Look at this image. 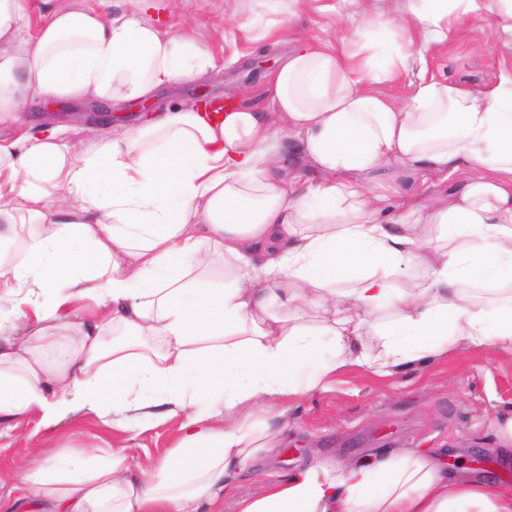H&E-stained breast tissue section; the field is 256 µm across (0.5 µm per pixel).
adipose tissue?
Returning <instances> with one entry per match:
<instances>
[{"mask_svg":"<svg viewBox=\"0 0 512 512\" xmlns=\"http://www.w3.org/2000/svg\"><path fill=\"white\" fill-rule=\"evenodd\" d=\"M409 2L335 44L269 30L286 46L276 69L221 110L176 103L86 147L48 124L0 137V222L30 224L23 240L0 234V419L183 420L178 445L137 468L122 448L20 463L10 512H224L228 498L236 512H512V494L426 448L337 473L308 463L237 494L281 438L255 406L351 366L391 375L452 347L512 350V294L467 292L477 267L512 283V74L478 92L374 91L406 70L415 35L446 40L449 18L487 8L512 35V0ZM381 24L402 38L382 56L366 39ZM190 31L154 0L121 13L70 0L33 31L20 0H0V123L33 97L117 109L192 83L218 59ZM434 183L447 192L422 202ZM218 258L223 281H205ZM410 267L420 277L398 282ZM85 299L107 316L71 320ZM29 309L40 331L7 341Z\"/></svg>","mask_w":512,"mask_h":512,"instance_id":"obj_1","label":"adipose tissue"}]
</instances>
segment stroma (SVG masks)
Listing matches in <instances>:
<instances>
[{
	"mask_svg": "<svg viewBox=\"0 0 512 512\" xmlns=\"http://www.w3.org/2000/svg\"><path fill=\"white\" fill-rule=\"evenodd\" d=\"M172 22L192 18V34L224 60L223 69L203 78L218 96L249 83L256 84L279 55L255 48L252 38L274 21H287L301 38L338 40L362 12L384 11V0H306L294 10L291 0H256L239 20L224 14V0H167ZM493 14L478 12L452 28L446 43L421 47L424 72L400 73L381 84L382 92L409 95L419 75L447 80L467 88L498 82L512 71V41L493 36ZM512 417V352L497 345L449 349L430 366L381 376L349 367L331 378L326 388L289 403L285 447L291 457L274 455L258 461L240 492L260 494L268 483L287 479L302 462L315 460L337 468L381 452L436 449L445 457L487 452L496 458L487 478L512 491V462L498 456L497 428ZM181 420L162 423L139 419L134 430L105 427L92 413L77 414L51 429L37 418L0 422V473L17 460L46 457L63 447L93 443L101 449L124 447L130 465L160 458L179 442Z\"/></svg>",
	"mask_w": 512,
	"mask_h": 512,
	"instance_id": "obj_1",
	"label": "stroma"
}]
</instances>
